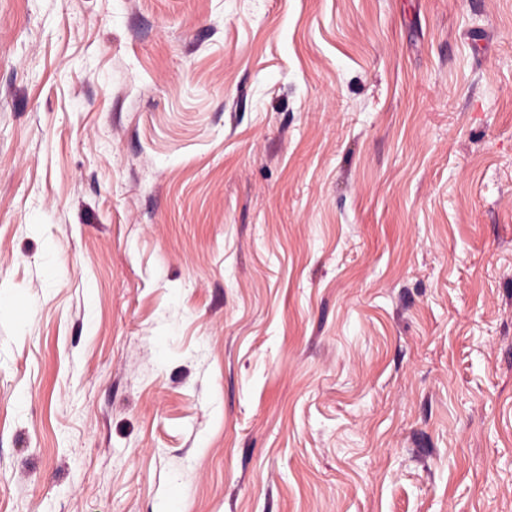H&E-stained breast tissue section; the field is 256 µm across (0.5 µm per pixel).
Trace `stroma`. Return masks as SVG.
<instances>
[{"instance_id": "35a3bbf8", "label": "stroma", "mask_w": 512, "mask_h": 512, "mask_svg": "<svg viewBox=\"0 0 512 512\" xmlns=\"http://www.w3.org/2000/svg\"><path fill=\"white\" fill-rule=\"evenodd\" d=\"M0 512H512V0H0Z\"/></svg>"}]
</instances>
